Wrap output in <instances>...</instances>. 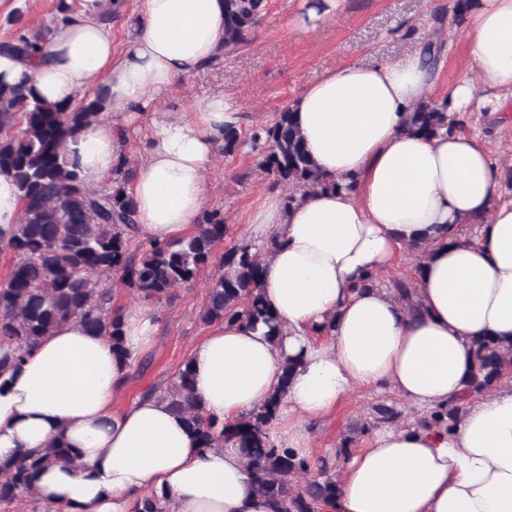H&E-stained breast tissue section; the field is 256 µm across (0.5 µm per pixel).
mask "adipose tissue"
Segmentation results:
<instances>
[{
  "instance_id": "obj_1",
  "label": "adipose tissue",
  "mask_w": 512,
  "mask_h": 512,
  "mask_svg": "<svg viewBox=\"0 0 512 512\" xmlns=\"http://www.w3.org/2000/svg\"><path fill=\"white\" fill-rule=\"evenodd\" d=\"M138 31L116 47L99 16L107 0H82L36 58L0 53V84L33 85L64 105L94 84L105 88V119L67 143V159L94 187L112 183L128 130L151 113L145 155L127 187L142 239L189 237L208 198L206 176L225 127L240 112L225 96L190 112H160V96L215 60L224 46L225 0H117ZM463 32L465 73L448 91L452 112H501L512 104V0H478ZM437 81L421 49L369 66L327 70L290 102L306 149L343 191L300 189L294 201L261 198L245 239L265 248L262 292L278 330L260 323L215 327L188 357L193 390L221 421L262 405L286 386L281 443L306 455L309 418L356 390L388 386L412 411L377 427L347 461L333 512H512V382L477 398L465 389L471 341L512 342V198L500 167L468 132L425 139L410 112ZM476 232L463 238V225ZM426 254L409 310L393 289L358 288L387 272L415 244ZM127 358L109 337L70 324L44 337L20 366L0 375V461L65 442L74 463L40 471L35 489L77 512H129L151 490L170 512H273L254 487L240 450L200 448L160 397L114 410L112 399L156 329L153 305L122 316ZM297 364L282 384L286 360ZM462 404L449 426L421 417Z\"/></svg>"
}]
</instances>
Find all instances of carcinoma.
I'll list each match as a JSON object with an SVG mask.
<instances>
[{"mask_svg": "<svg viewBox=\"0 0 512 512\" xmlns=\"http://www.w3.org/2000/svg\"><path fill=\"white\" fill-rule=\"evenodd\" d=\"M263 0H225L224 47L240 44L263 11ZM53 29L44 28L32 37L21 36L0 46V52L20 57L39 52ZM104 93L85 97L75 104L54 105L26 85H0V173L10 175L20 192L22 210L8 234L0 231V244L16 257L8 278L0 284V373L14 369L25 353L52 330L80 324L88 331L109 337L112 351L124 356L121 315L112 312V294L100 277L121 274V280L145 300H160L172 290L191 283L201 271L217 265L201 315L215 322H263L276 329L275 318L261 295L263 261L246 243L224 253L215 247L224 240L226 224L218 211L210 214L193 235L177 243L136 241L134 203L126 185L134 176L124 162L112 177V187L99 190L86 184L66 160L68 140L103 119ZM464 119L448 112V100L424 102L409 116V129L430 139L453 133ZM224 154L233 155L250 145L260 158L259 167L288 189H351L322 178L297 128L292 112L278 113L273 121L252 131L246 139L235 127L224 128ZM393 288L399 300L416 310L414 284L397 280ZM475 364L467 391L483 395L502 380L512 365V345L505 347L492 337L472 342ZM181 415L202 448L230 444L241 449L250 467L256 490L276 504V512H319L339 490L330 463H313L272 440L271 425L283 393L233 422L208 416L194 395L189 363L163 391L149 389ZM403 412L379 404L373 424L396 425ZM73 449L53 444L32 450L17 459L0 462V501L36 496L35 474L53 464H67ZM317 475L309 476L312 470ZM304 479L302 489L289 484Z\"/></svg>", "mask_w": 512, "mask_h": 512, "instance_id": "carcinoma-1", "label": "carcinoma"}]
</instances>
